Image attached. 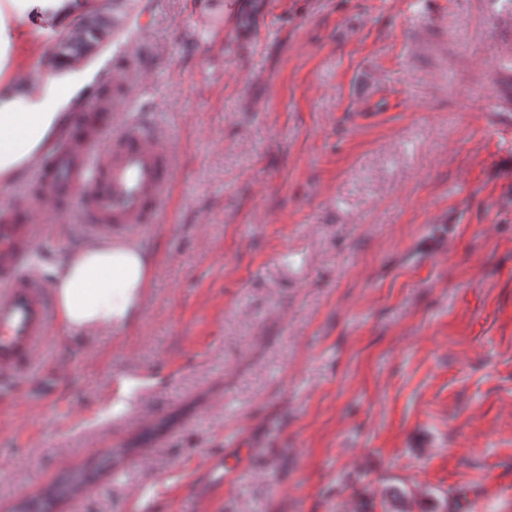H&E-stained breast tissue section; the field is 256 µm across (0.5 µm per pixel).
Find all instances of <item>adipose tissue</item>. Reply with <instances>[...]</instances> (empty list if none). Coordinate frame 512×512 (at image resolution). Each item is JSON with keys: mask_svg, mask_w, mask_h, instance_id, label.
I'll use <instances>...</instances> for the list:
<instances>
[{"mask_svg": "<svg viewBox=\"0 0 512 512\" xmlns=\"http://www.w3.org/2000/svg\"><path fill=\"white\" fill-rule=\"evenodd\" d=\"M53 9L58 23L82 8V0H0V178L22 170L42 147L66 111L72 96L88 81L85 68L69 59L54 60L56 95L7 80L17 65L16 16ZM154 255L136 243L80 244L60 255L51 268V285L62 329L92 334L133 326L154 274Z\"/></svg>", "mask_w": 512, "mask_h": 512, "instance_id": "adipose-tissue-1", "label": "adipose tissue"}]
</instances>
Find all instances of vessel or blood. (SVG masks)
I'll return each mask as SVG.
<instances>
[{"label": "vessel or blood", "mask_w": 512, "mask_h": 512, "mask_svg": "<svg viewBox=\"0 0 512 512\" xmlns=\"http://www.w3.org/2000/svg\"><path fill=\"white\" fill-rule=\"evenodd\" d=\"M95 107L111 116V124L75 117L69 138L47 148L34 164L33 178L0 205V391L5 393L24 389L54 323L48 285L28 267L45 234L35 214H64L76 200L84 234L117 241L165 216L176 160L172 146L136 113L133 100H100Z\"/></svg>", "instance_id": "vessel-or-blood-1"}]
</instances>
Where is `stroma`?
<instances>
[{
	"label": "stroma",
	"mask_w": 512,
	"mask_h": 512,
	"mask_svg": "<svg viewBox=\"0 0 512 512\" xmlns=\"http://www.w3.org/2000/svg\"><path fill=\"white\" fill-rule=\"evenodd\" d=\"M69 33L17 20L16 79ZM120 57L176 154L157 265L0 393V512L90 462L56 512H512V0H131L74 111Z\"/></svg>",
	"instance_id": "obj_1"
}]
</instances>
